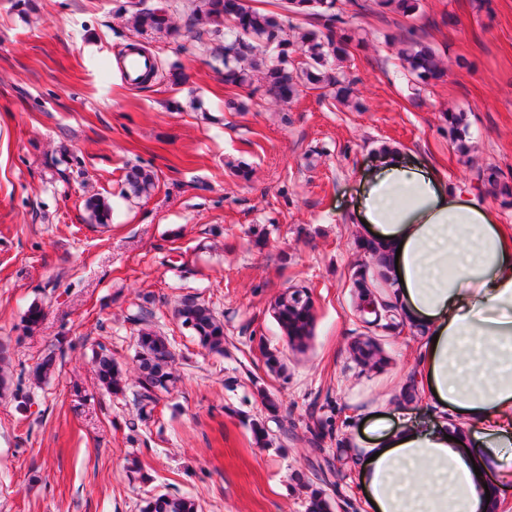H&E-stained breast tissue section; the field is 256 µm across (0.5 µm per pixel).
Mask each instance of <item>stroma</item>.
Wrapping results in <instances>:
<instances>
[{
  "mask_svg": "<svg viewBox=\"0 0 512 512\" xmlns=\"http://www.w3.org/2000/svg\"><path fill=\"white\" fill-rule=\"evenodd\" d=\"M127 0H0V512H142L154 495L198 512H368L362 440L391 432L404 407L449 434L471 422L443 413L416 381L424 330H370L351 274L375 260L351 215L378 149L411 152L457 190L474 169L512 183V0H423L447 74L413 94L364 19L369 47L350 72L364 111L319 91L290 104L228 110L224 62L209 38L139 34ZM131 43L160 78L128 85L117 57ZM466 56L468 68L455 64ZM184 74L173 86L164 75ZM463 112L469 162L448 137ZM248 164L249 178L228 168ZM141 164L151 196L125 201L117 181ZM111 193L112 224L87 221L86 197ZM307 289L314 332L292 346L270 305ZM186 296L224 324V352L202 348L174 317ZM43 316L34 327L31 306ZM173 352V390L141 410L140 318ZM373 336L376 356L355 344ZM107 349L124 389L108 394L93 354ZM282 368L270 372L263 349ZM55 370L37 379L45 356ZM275 409H268V402ZM267 429L256 442L253 427Z\"/></svg>",
  "mask_w": 512,
  "mask_h": 512,
  "instance_id": "obj_1",
  "label": "stroma"
}]
</instances>
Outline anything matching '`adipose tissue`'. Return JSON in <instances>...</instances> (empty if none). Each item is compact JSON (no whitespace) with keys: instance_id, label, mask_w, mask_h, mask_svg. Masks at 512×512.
<instances>
[{"instance_id":"adipose-tissue-1","label":"adipose tissue","mask_w":512,"mask_h":512,"mask_svg":"<svg viewBox=\"0 0 512 512\" xmlns=\"http://www.w3.org/2000/svg\"><path fill=\"white\" fill-rule=\"evenodd\" d=\"M386 260L388 285L426 331L417 377L443 410L484 425L475 451L512 447V228L400 150L378 154L355 212ZM372 512H478L468 456L444 429L372 437Z\"/></svg>"}]
</instances>
